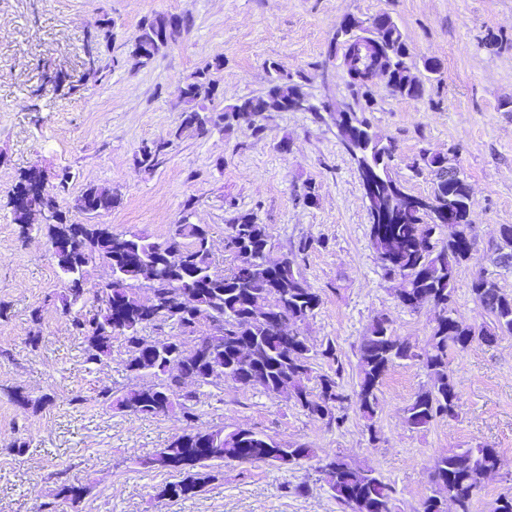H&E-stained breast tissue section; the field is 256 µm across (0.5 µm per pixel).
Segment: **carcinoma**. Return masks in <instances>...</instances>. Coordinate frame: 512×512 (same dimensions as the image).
I'll return each instance as SVG.
<instances>
[{"label": "carcinoma", "mask_w": 512, "mask_h": 512, "mask_svg": "<svg viewBox=\"0 0 512 512\" xmlns=\"http://www.w3.org/2000/svg\"><path fill=\"white\" fill-rule=\"evenodd\" d=\"M183 28L192 24L188 15L157 14L144 20L135 36L130 55L143 65L150 63L167 50L157 40L158 32L171 20ZM381 43L393 61L387 82L391 92L408 98L423 95V86L414 79L405 65L407 45L396 24L381 29ZM375 64L373 55L363 48L347 50L344 59L349 85L354 93L367 98L361 77ZM223 61L212 63L193 72L179 89L184 103L181 127H194L206 131L208 124L229 128L246 117L245 109L258 107L261 99L277 96L281 99L303 85L282 76L272 80L260 95L243 98L239 103L222 109L213 106L216 97L215 74L222 69ZM341 143L351 149L356 164L372 175L375 192L371 211H386L385 221L371 225V242L384 274L401 281V291L419 296L438 310L436 325L431 336L430 349L418 353L410 343L396 336L384 317L370 324L359 347L360 382L355 393V405L364 417L371 419L378 406L377 391L390 367L400 361L416 360L431 377V383L416 393L405 408V423L414 429L425 428L437 417L454 415L458 391L448 368V350H466L472 342H494L502 335H512V292L504 291L497 278L481 273L471 281V294L489 316V322L476 328L456 320L448 328V314L453 308L455 282L459 268L470 259L472 246L464 238L472 230L470 220L469 187L463 174L448 178L454 165L448 155L420 152L413 163L416 173L427 172L435 181L429 199L435 202L434 215H421L409 203L411 194L393 173L391 145L383 143L363 121L346 127L336 122ZM172 140L154 141L140 147L136 162L145 169H153ZM99 204L105 213L112 211L120 199L106 187L87 185L74 199L73 209L80 210L84 201ZM31 204L36 209H55V224L51 225V238H56L65 228L62 212L56 201L35 194ZM191 203H186L184 214L173 226L168 238L153 241L144 233L114 234L96 224L85 244L87 252L75 250L70 256L56 257L57 265L70 287L61 296L62 309L70 311L84 296L86 289L72 284L84 277V269L98 264L114 266L124 288L116 292L125 301V308L110 312L104 306L91 317L74 316V330L86 338L85 362L101 364L111 354L112 336L102 332L113 331L123 336L128 348L125 368L133 384L117 395L105 388L98 393L102 405L122 413L166 415L177 408L185 421L196 420L197 392L183 389L179 378L168 370V358L162 356L150 364L137 362L136 345L142 339L140 331L157 321H171L181 332H194L198 325L219 321L210 326V332L198 338L190 351L183 350V337L165 339L168 353L183 356L185 372L203 375L216 373L209 386L232 383L247 387L248 379L258 375L264 378L262 387L270 395L293 398L312 417L326 425H340L348 396L340 391L336 378L341 376L342 362L336 346L327 342L320 351L308 345L304 337L294 333L293 326L305 321L319 306V295L309 287L300 271L313 240H300L297 248L283 254L281 271L273 276L264 275V263L269 244L265 225L258 224L249 215L236 218L230 228L232 234L225 240V250L234 260L229 273L215 279L213 287L200 288L204 274L212 270L213 260L209 247L208 231L200 224L189 221ZM453 211V223H448L445 213ZM137 250L142 258L161 263L170 274L162 275L154 283L155 291L164 297L168 294V278L174 276L179 290L187 297L191 309L179 317L159 314L155 318L140 309L139 296L141 270L124 263L125 248ZM281 305L288 317L289 332L293 333L291 345L281 343L280 331L262 318V309L270 301ZM321 356L334 363L332 375L320 376V392L307 390L304 380L310 374V360ZM197 431L191 429L160 449L144 465L174 470L179 480L164 486L159 496L167 499L187 498L203 491L210 478L208 469L226 462L255 464L277 462L291 465L304 458L315 456V450L306 443L283 447L273 438L250 429L226 430L222 425L208 429V435L217 452L204 459L183 460L180 449L196 443ZM499 456L495 449L478 446L450 450L439 457L432 473L433 490L416 512H446L443 505L451 502L455 512H472L474 491L484 479L496 471ZM326 484L336 501L350 512H395L396 490L384 481L375 470L345 459L335 457L320 467ZM85 488L63 483L57 497L75 505L80 502Z\"/></svg>", "instance_id": "cac0c4a2"}]
</instances>
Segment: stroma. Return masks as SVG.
Returning <instances> with one entry per match:
<instances>
[{
    "label": "stroma",
    "mask_w": 512,
    "mask_h": 512,
    "mask_svg": "<svg viewBox=\"0 0 512 512\" xmlns=\"http://www.w3.org/2000/svg\"><path fill=\"white\" fill-rule=\"evenodd\" d=\"M390 15L408 45L418 98L371 86L362 116L392 144L393 171L408 193L428 196L431 175H414L421 150L443 152L471 190L477 245L460 268L455 307L468 324L488 316L470 287L479 272L498 273L499 228L512 224V0H0V512H343L319 471L336 456L369 466L397 490V512H418L432 493L434 461L448 450L484 445L500 464L472 498V512H493L512 489V335L450 352L460 391L455 417L408 427L404 409L430 383L416 361H402L379 387L373 419L350 408L327 426L295 400L262 387L227 384L201 395L197 428L216 424L265 433L281 445L307 443L316 457L288 466L230 462L214 469L203 492L161 498L176 473L146 469L152 456L182 434L179 413L143 416L97 403L101 389L125 390L123 337L103 364L86 363L83 339L58 300L64 291L48 225L22 227L12 198L23 174L42 169L48 192L69 223L86 185L112 188L120 203L101 214L113 233L168 237L183 211L209 233L213 267L224 274L228 224L248 214L265 225L272 257L313 238L301 271L321 302L299 327L313 346L334 342L341 366L318 358L305 384L341 370L346 394L360 380L358 350L372 320L388 319L415 351L429 347L437 311L401 305L399 283L384 275L370 241V219L357 166L329 111L269 112L205 135L180 130L178 89L197 68L220 57L217 108L266 90L276 75L302 83L312 103L331 109L354 96L336 56L343 18ZM190 15L192 27L148 64L128 53L144 18ZM112 37L87 54L101 19ZM437 62V71L424 63ZM59 75L58 92H42ZM170 143L152 170L139 168L142 143ZM69 173L67 185L57 176ZM314 188L316 201L302 196ZM512 291V273H498ZM38 408L24 406V399ZM26 439L24 454L13 452ZM85 486L78 505L56 495L62 482ZM308 484L309 493L296 490Z\"/></svg>",
    "instance_id": "1"
}]
</instances>
